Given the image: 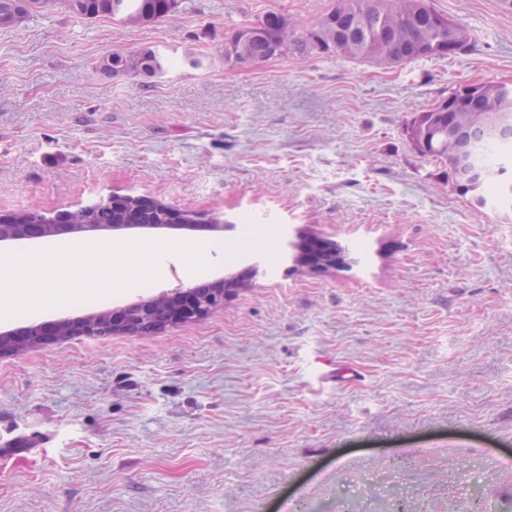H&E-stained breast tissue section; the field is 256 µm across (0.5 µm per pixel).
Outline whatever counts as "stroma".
Instances as JSON below:
<instances>
[{
  "label": "stroma",
  "instance_id": "stroma-1",
  "mask_svg": "<svg viewBox=\"0 0 512 512\" xmlns=\"http://www.w3.org/2000/svg\"><path fill=\"white\" fill-rule=\"evenodd\" d=\"M332 3L178 0L149 26L60 4L0 28V215L129 194L226 222L157 233L212 247L205 272L172 261L150 287L0 333L247 282L194 322L0 357V441L43 440L0 467V512H386L391 492L453 512L464 475L422 448L512 456V217L473 207L404 132L454 89L512 84V0H431L471 33L452 57L225 63L237 27L273 10L301 34ZM146 45L170 50L165 76L99 74ZM301 232L350 268L296 267ZM475 491L512 512V471Z\"/></svg>",
  "mask_w": 512,
  "mask_h": 512
}]
</instances>
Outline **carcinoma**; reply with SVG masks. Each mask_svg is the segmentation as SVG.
<instances>
[{"label": "carcinoma", "mask_w": 512, "mask_h": 512, "mask_svg": "<svg viewBox=\"0 0 512 512\" xmlns=\"http://www.w3.org/2000/svg\"><path fill=\"white\" fill-rule=\"evenodd\" d=\"M405 0H333V6L315 26L291 40L293 55L308 57L336 53L345 58L376 64L372 53L377 48L393 52L389 67H398L419 58H438L435 38L425 41L404 39L395 28L394 12ZM51 0H0V18H14L20 25L35 12L43 11ZM73 14L86 19L110 18L124 24L144 26L167 18L177 0H64ZM288 25L280 12L268 11L247 30L235 29L225 47V61L241 60L252 64L273 58L277 39ZM170 60L153 46H144L132 54L114 52L99 65L103 75L132 74L152 79L166 72ZM490 90L470 96L464 110L448 111L438 102L424 112L413 113L405 133L411 147L420 156L448 168L456 190L470 196V203L485 207L505 202L512 207V182L503 178L512 163V97L500 99L499 112L484 111ZM71 224H219L222 218H205L195 213L172 209L166 204L143 197H128L119 207L108 204L91 211L70 212ZM168 304L157 302L150 319L137 331L151 332L167 320Z\"/></svg>", "instance_id": "1"}]
</instances>
